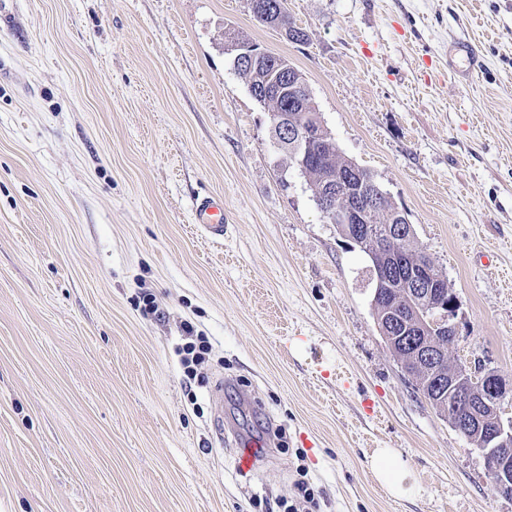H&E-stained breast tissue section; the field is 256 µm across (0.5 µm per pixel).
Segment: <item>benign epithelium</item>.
Returning <instances> with one entry per match:
<instances>
[{"label":"benign epithelium","mask_w":512,"mask_h":512,"mask_svg":"<svg viewBox=\"0 0 512 512\" xmlns=\"http://www.w3.org/2000/svg\"><path fill=\"white\" fill-rule=\"evenodd\" d=\"M225 50L234 54L239 73L251 74L259 67L260 59L266 55L263 50H253L250 45L228 38ZM280 80L273 82H248L250 93L265 99L271 105L284 98L287 93H296L305 88L302 75L288 64L278 71ZM273 138L278 148L289 153L294 164L306 169L305 157L311 139L328 132L319 109H314L304 124L296 123L288 111L268 108ZM342 181L334 177L322 179L316 194L319 210L325 223L333 224L340 231L353 229L362 236L360 245L370 256H379L381 261L375 269V291L372 309L378 329L391 345L393 333L420 338L418 348L401 367L410 376L417 371L439 368L442 364V349L432 329L440 327L448 332V339L457 335L455 306L446 301V292L438 290L437 278L422 264L411 267L406 282L409 310L401 311L388 302L382 289L390 287V272L399 263V253L389 250V240L381 238L374 227L377 203L375 197L365 192L364 187L349 190L345 203L337 202L339 185ZM436 400L442 402L439 411L448 415V407L462 408L467 415L458 429L467 441L478 445L486 460L497 475L500 487L512 488V418L502 415L501 403L505 394L502 381L493 373L481 377L470 374L465 367L456 365L448 370V380L437 375L427 380Z\"/></svg>","instance_id":"7a95c632"}]
</instances>
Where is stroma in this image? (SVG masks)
Wrapping results in <instances>:
<instances>
[{
    "mask_svg": "<svg viewBox=\"0 0 512 512\" xmlns=\"http://www.w3.org/2000/svg\"><path fill=\"white\" fill-rule=\"evenodd\" d=\"M0 0V512H512L481 451L423 397L373 315L371 263L224 51L306 77L447 273L455 363L512 416V0ZM478 46L474 80L448 46ZM224 197V240L192 222ZM152 294L157 310L143 312ZM212 351L187 381L186 326ZM279 437L239 471L238 437ZM397 449L421 491L389 495ZM266 1H270V0H250V8H251V12L253 14L254 19L264 26H268V27H271L274 29H279L280 31H284V33L288 39H290L288 37L289 30L299 31L304 36V38H303V41H304L306 34L302 31V29L295 26L294 22L291 19V16L288 14V10H286L284 16L282 17V19L280 20L279 23H272L269 20V16L266 14V9H267V13H270V14L276 16L285 7L284 2L270 1L265 5ZM264 5H265L266 9H264ZM303 41H300V42H303ZM369 468L393 497H411L419 491L412 470L394 448H377L370 458Z\"/></svg>",
    "mask_w": 512,
    "mask_h": 512,
    "instance_id": "35a3bbf8",
    "label": "stroma"
}]
</instances>
